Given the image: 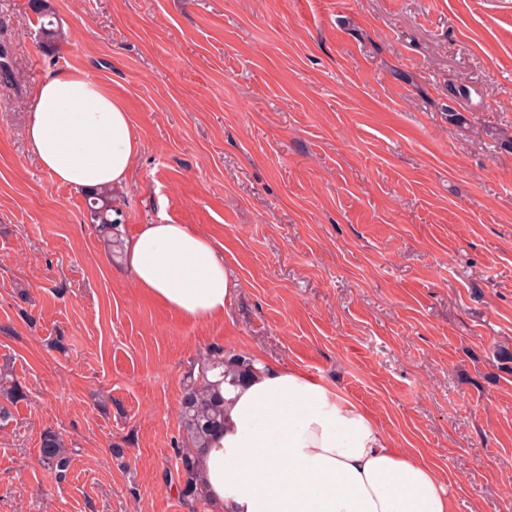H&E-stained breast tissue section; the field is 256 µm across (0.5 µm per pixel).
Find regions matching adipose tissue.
Masks as SVG:
<instances>
[{"instance_id": "obj_1", "label": "adipose tissue", "mask_w": 512, "mask_h": 512, "mask_svg": "<svg viewBox=\"0 0 512 512\" xmlns=\"http://www.w3.org/2000/svg\"><path fill=\"white\" fill-rule=\"evenodd\" d=\"M23 130L56 182L86 192L125 183L139 152L130 113L76 69L36 83ZM126 265L147 296L195 321L223 316L231 279L212 242L185 224H143ZM256 374L224 387V430L204 454L216 512H451L437 473L393 448L358 404L308 372L253 357Z\"/></svg>"}]
</instances>
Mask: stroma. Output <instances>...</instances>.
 I'll return each instance as SVG.
<instances>
[{"label":"stroma","mask_w":512,"mask_h":512,"mask_svg":"<svg viewBox=\"0 0 512 512\" xmlns=\"http://www.w3.org/2000/svg\"><path fill=\"white\" fill-rule=\"evenodd\" d=\"M50 2L47 54L29 0H0V372L28 392L0 428V512H213L169 476L183 376L214 345L359 404L453 512H512V0ZM68 68L132 115L124 236H207L223 318L136 288L28 152L31 88ZM47 430L65 479L39 461ZM29 6L39 22L42 50L46 53L54 52L64 40V32L51 9L49 0H30ZM39 457L45 468L65 477L72 457L60 434L52 430L44 431L40 437Z\"/></svg>","instance_id":"obj_1"}]
</instances>
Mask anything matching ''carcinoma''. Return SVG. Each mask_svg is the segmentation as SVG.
Wrapping results in <instances>:
<instances>
[{"instance_id":"carcinoma-1","label":"carcinoma","mask_w":512,"mask_h":512,"mask_svg":"<svg viewBox=\"0 0 512 512\" xmlns=\"http://www.w3.org/2000/svg\"><path fill=\"white\" fill-rule=\"evenodd\" d=\"M30 8L39 22L41 48L54 52L64 32L51 9L49 0H30ZM89 224L93 225L108 253L124 254V239L119 229L112 187L86 195ZM253 374L250 357L216 345L208 348L194 361L185 375L178 419L183 445L177 458L179 495L186 502L207 500L201 475L203 454L213 436L224 428V384L242 383ZM24 387L16 380L0 374V424L12 418L11 408L26 400ZM39 457L43 466L63 477L72 457L60 434L46 430L40 437Z\"/></svg>"}]
</instances>
